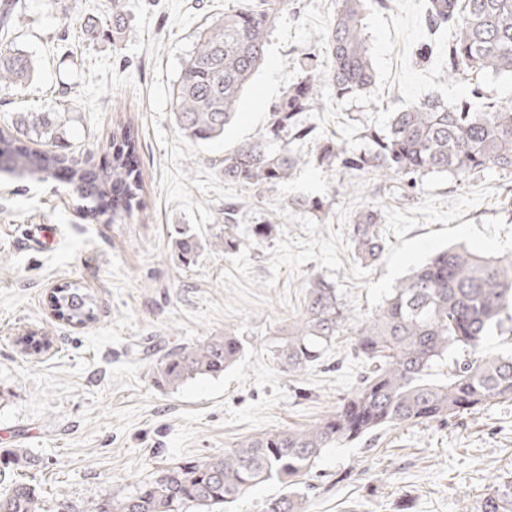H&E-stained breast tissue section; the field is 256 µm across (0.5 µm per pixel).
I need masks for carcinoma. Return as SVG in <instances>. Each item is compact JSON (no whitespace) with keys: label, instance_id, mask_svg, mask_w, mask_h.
<instances>
[{"label":"carcinoma","instance_id":"carcinoma-1","mask_svg":"<svg viewBox=\"0 0 512 512\" xmlns=\"http://www.w3.org/2000/svg\"><path fill=\"white\" fill-rule=\"evenodd\" d=\"M336 13L322 34L329 67L325 81L336 98L362 94L374 82L364 18L387 0H336ZM426 0L431 26L451 32L446 79L463 75L512 74V0ZM287 0H240L200 34L173 85L175 119L193 142L224 137L235 117L242 92L262 65L268 36ZM33 63L16 50H0V84L30 77ZM481 98L448 105L428 98L393 113L387 128L368 134L371 150L349 156L324 147L353 170L368 169L380 178L412 182L428 174H452L461 180L485 170L512 175V105L479 109ZM321 105L315 66L291 85L271 107L268 137L250 141L224 154V180L243 187L288 179L300 158L272 141L298 135V115ZM50 115L31 112L0 128V171L17 179L56 178L62 154L13 147L18 135L51 138ZM139 134L123 123L112 131V161L92 172L69 170L71 185H80L82 201L112 197V221L132 214L142 190L133 163ZM357 256L373 262L385 245L378 214L359 215L352 227ZM183 264L195 261L201 243L192 236L176 241ZM60 317L78 325L95 320L94 296L66 285L54 294ZM350 320L337 288L314 275L297 319L288 323L287 338L277 346L282 366L300 373L314 366ZM512 322V255L495 257L459 245L440 251L391 289L374 317L354 330L353 350L369 373L338 405L336 412L302 430L253 436L224 450V455L166 468L153 481L134 487L112 501L94 503L85 512H187L191 507L216 512L262 483L277 482L282 493L264 512H303L302 485L323 449L356 440L388 427L445 420L476 412L493 402L512 400V354L482 355L485 336ZM242 350L235 336H210L182 346L155 367V382L176 389L201 377H219L235 364ZM448 364L447 377L436 381L431 371ZM38 457L19 449L0 454V512H41L36 486L15 476L18 469L39 465ZM482 512H512V481L496 482Z\"/></svg>","mask_w":512,"mask_h":512}]
</instances>
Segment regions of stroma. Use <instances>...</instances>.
Returning <instances> with one entry per match:
<instances>
[{"label":"stroma","mask_w":512,"mask_h":512,"mask_svg":"<svg viewBox=\"0 0 512 512\" xmlns=\"http://www.w3.org/2000/svg\"><path fill=\"white\" fill-rule=\"evenodd\" d=\"M236 0H17L14 47L36 62L28 81L0 86V126L21 112H50L58 140L22 137L36 150L63 148L90 165L110 161L113 128L139 132L140 204L123 224L91 218L71 185L21 182L0 173V451L22 448L41 464L24 476L42 512H83L124 496L159 470L223 454L270 431L305 428L334 413L366 366L354 325L378 312L388 291L433 254L463 244L512 253V176L487 170L466 180L431 174L414 186L323 160L338 144L370 149V130L393 112L437 96L453 102L481 88L512 104V76L444 81L446 30L430 26L425 0H390L365 16L376 80L366 94L301 115L311 130L290 144L301 162L287 180L225 182V151L265 136L270 108L306 59L326 70L318 36L336 0H288L265 62L245 88L221 139L192 143L179 129L171 90L196 37ZM236 210V251L216 246L224 209ZM378 214L386 242L373 263L351 240L358 215ZM274 225L255 244L251 228ZM202 248L193 264L180 233ZM336 286L352 316L321 362L294 374L275 356L302 310L311 275ZM96 298L94 322L75 326L48 307L54 286ZM35 332L46 347L23 340ZM240 339L224 375L178 389L157 386V363L210 336ZM512 474V402L445 421L399 426L324 449L305 490V512H481L495 477Z\"/></svg>","instance_id":"obj_1"}]
</instances>
